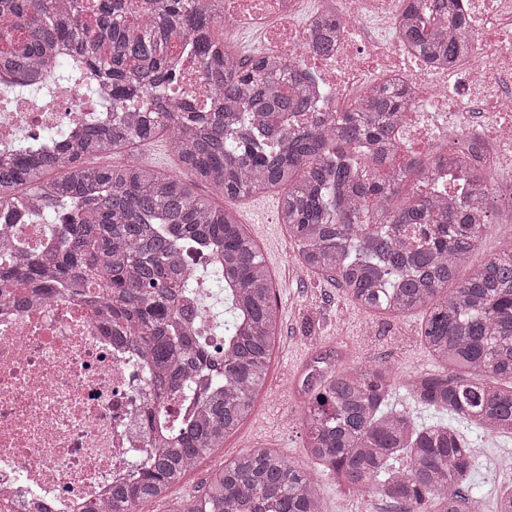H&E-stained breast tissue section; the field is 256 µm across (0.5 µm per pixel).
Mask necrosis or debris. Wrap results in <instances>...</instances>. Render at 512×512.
Returning a JSON list of instances; mask_svg holds the SVG:
<instances>
[{"label": "necrosis or debris", "mask_w": 512, "mask_h": 512, "mask_svg": "<svg viewBox=\"0 0 512 512\" xmlns=\"http://www.w3.org/2000/svg\"><path fill=\"white\" fill-rule=\"evenodd\" d=\"M425 4L221 0V9L238 38L262 34L264 57L311 71L330 90L331 111H352L375 86H408L411 105L382 170L403 169L455 133L498 202L512 206V0H458L476 39L450 64L423 59L402 32ZM327 15L343 25L328 50L312 52V30ZM111 113L106 93L82 97L64 84L29 99L0 80V148L23 137L39 145L47 128ZM110 326L101 310L72 300H0V512H85L108 501L154 451L150 416L162 407L191 416L179 398L158 406L141 355Z\"/></svg>", "instance_id": "necrosis-or-debris-1"}]
</instances>
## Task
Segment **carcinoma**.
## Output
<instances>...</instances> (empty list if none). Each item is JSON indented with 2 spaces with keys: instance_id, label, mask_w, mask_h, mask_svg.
I'll list each match as a JSON object with an SVG mask.
<instances>
[{
  "instance_id": "1",
  "label": "carcinoma",
  "mask_w": 512,
  "mask_h": 512,
  "mask_svg": "<svg viewBox=\"0 0 512 512\" xmlns=\"http://www.w3.org/2000/svg\"><path fill=\"white\" fill-rule=\"evenodd\" d=\"M152 2L140 12L133 0H0V67L21 76V93L52 86L46 76L61 49L112 84L111 122L75 138L50 131L58 144L51 151L17 142L0 152L4 217L26 213L55 237L46 256L18 249L0 259V296L105 307L150 361L159 399L187 396L195 408L156 434L155 453L112 488L111 505L88 512H137L164 498L224 446L268 373L278 327L271 273L249 229L201 193L204 185L227 202L280 192V221L307 269L368 312H426L421 336L440 370L409 378V398L471 428L512 435V246L448 288L493 221L512 224V210L496 209L460 153L456 166L472 182L464 204L448 196L439 157L361 180L410 104L402 88L364 96L351 112H314L315 76L297 61L243 57L215 36L224 22L219 0ZM430 9L432 22L420 16L406 32L420 56L452 62L473 33L445 0ZM335 29L325 21L317 47L331 44ZM179 38L211 81V112L187 111L163 93ZM157 137L172 145L179 171L88 163ZM403 191V204L389 207ZM216 279L229 286L223 309L209 314L205 288ZM310 384L300 420L314 469L255 448L212 472L204 492L172 512H325L322 475L403 512H458L470 448L457 428L419 425L390 407L392 367L317 371Z\"/></svg>"
}]
</instances>
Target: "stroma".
Instances as JSON below:
<instances>
[{
  "label": "stroma",
  "instance_id": "35a3bbf8",
  "mask_svg": "<svg viewBox=\"0 0 512 512\" xmlns=\"http://www.w3.org/2000/svg\"><path fill=\"white\" fill-rule=\"evenodd\" d=\"M237 217L252 228L274 279L278 336L265 384L251 414L223 447L204 455L167 498L145 502L140 512H173L181 500L197 495L210 474L253 448H269L293 465L308 468L300 412L310 394L306 376L314 367H349L373 358L392 366L400 378L434 369L419 336L421 314L373 315L348 300L335 282L299 264L296 246L279 222L280 196L264 192L235 204ZM472 471L467 484L487 503L512 483V437L469 433ZM326 512H397L393 503L358 495L329 478L319 480Z\"/></svg>",
  "mask_w": 512,
  "mask_h": 512
}]
</instances>
